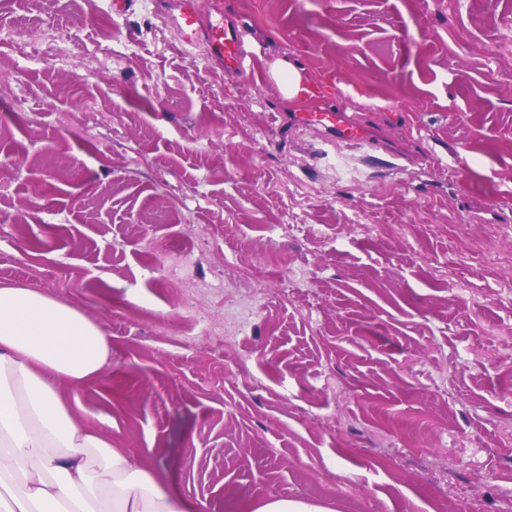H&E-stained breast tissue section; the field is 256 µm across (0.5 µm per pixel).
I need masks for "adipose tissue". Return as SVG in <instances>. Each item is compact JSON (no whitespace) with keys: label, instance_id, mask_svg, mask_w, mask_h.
<instances>
[{"label":"adipose tissue","instance_id":"obj_1","mask_svg":"<svg viewBox=\"0 0 512 512\" xmlns=\"http://www.w3.org/2000/svg\"><path fill=\"white\" fill-rule=\"evenodd\" d=\"M111 364L110 337L79 309L0 286V512H199L58 394Z\"/></svg>","mask_w":512,"mask_h":512}]
</instances>
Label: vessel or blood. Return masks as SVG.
<instances>
[{"label":"vessel or blood","instance_id":"vessel-or-blood-1","mask_svg":"<svg viewBox=\"0 0 512 512\" xmlns=\"http://www.w3.org/2000/svg\"><path fill=\"white\" fill-rule=\"evenodd\" d=\"M178 28L183 40L188 43L197 36H204L211 56L223 64L225 70L233 72L242 69L246 53L242 29L234 17L228 16L208 27H201L196 0H186ZM299 122L305 127L322 129L333 139L342 142L358 143L365 138L362 128L349 123L343 113L334 110L301 113Z\"/></svg>","mask_w":512,"mask_h":512}]
</instances>
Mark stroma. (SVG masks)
I'll return each mask as SVG.
<instances>
[{
	"label": "stroma",
	"instance_id": "35a3bbf8",
	"mask_svg": "<svg viewBox=\"0 0 512 512\" xmlns=\"http://www.w3.org/2000/svg\"><path fill=\"white\" fill-rule=\"evenodd\" d=\"M131 2L0 0V286L110 337L77 420L200 512H512V0H223L233 76ZM299 123L304 127L323 129L336 141L358 143L365 138L363 129L349 123L344 113L337 109L301 113ZM255 512H327V510L314 504L274 499L263 503Z\"/></svg>",
	"mask_w": 512,
	"mask_h": 512
}]
</instances>
